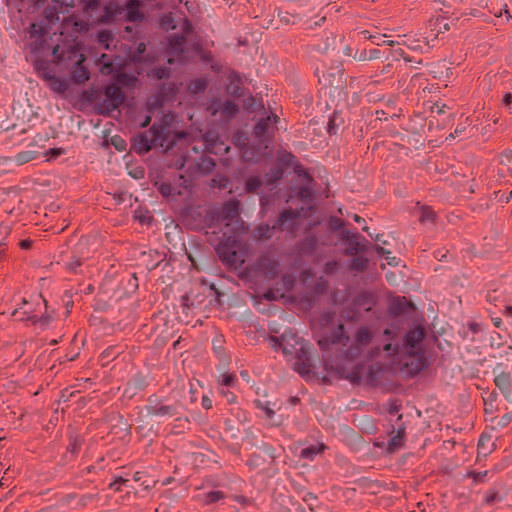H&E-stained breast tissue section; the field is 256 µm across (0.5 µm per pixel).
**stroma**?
<instances>
[{
	"label": "stroma",
	"instance_id": "stroma-1",
	"mask_svg": "<svg viewBox=\"0 0 512 512\" xmlns=\"http://www.w3.org/2000/svg\"><path fill=\"white\" fill-rule=\"evenodd\" d=\"M200 3L432 373L317 368L162 197L128 207L153 182L129 135L66 127L0 31V512H512V0Z\"/></svg>",
	"mask_w": 512,
	"mask_h": 512
}]
</instances>
